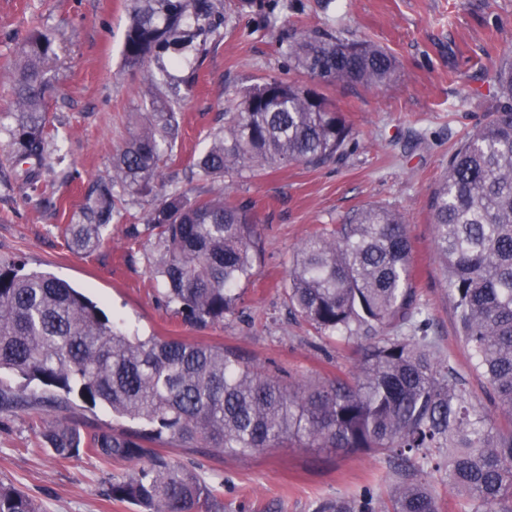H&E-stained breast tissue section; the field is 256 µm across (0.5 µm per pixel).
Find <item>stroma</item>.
<instances>
[{
    "label": "stroma",
    "mask_w": 512,
    "mask_h": 512,
    "mask_svg": "<svg viewBox=\"0 0 512 512\" xmlns=\"http://www.w3.org/2000/svg\"><path fill=\"white\" fill-rule=\"evenodd\" d=\"M214 2L206 55L170 51L131 68L123 58L129 0H0V112L12 109L9 80L22 42L44 27L56 39L49 118L59 131L33 183L0 141V258L23 260L68 282L130 334L221 345L288 384L358 367L355 343L322 339L286 303L283 289L298 247L358 208L384 206L407 225L413 286L430 317L429 336L452 358L477 408L500 421L458 334L428 200L449 155L494 104L492 75L512 50V0H288L275 20L243 10L241 0ZM315 28L384 48L397 60V80L374 90L324 87L353 129L342 154L324 165L292 163L215 185L205 180L195 161L210 132L234 111L241 90L272 76L301 80L285 49L292 30ZM160 66L169 74L164 89L177 96L181 112L164 184L192 191L215 186L230 199L251 200L263 228L243 305L204 329L184 324L151 285L155 249L145 227L154 198L116 201L107 242L93 253L71 249L64 232L82 223L90 191L111 183L113 152L129 135L131 113L144 109L143 75ZM53 421L116 433L132 426L102 406L74 414L36 405L0 409V482L20 487L41 512H138L109 495L112 482L131 474L135 463L116 459L104 466L88 453L61 458L44 437ZM150 450L192 469L224 512H314L321 501L365 488L386 496L394 478L383 456L363 451L281 447L242 457L161 443Z\"/></svg>",
    "instance_id": "obj_1"
}]
</instances>
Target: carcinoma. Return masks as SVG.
Segmentation results:
<instances>
[{"mask_svg": "<svg viewBox=\"0 0 512 512\" xmlns=\"http://www.w3.org/2000/svg\"><path fill=\"white\" fill-rule=\"evenodd\" d=\"M123 56L131 68L186 46L205 51L212 0H132ZM48 30L33 32L12 76L13 109L0 113V136L35 176L48 159ZM287 57L311 84L270 77L246 89L195 166L208 180L246 178L298 162L322 165L343 151L352 126L319 90L338 82L381 89L397 78L395 58L368 40L301 30ZM496 104L448 159L429 198L435 247L453 300L459 335L476 359L508 428L471 402L454 363L428 336L429 317L412 288L407 226L394 212L367 206L300 245L284 295L318 333L354 341L362 357L352 379L336 376L288 386L222 346L176 337L131 336L96 302L46 271L0 259V370L42 394L0 385V407H90L144 424L121 435L57 423L44 437L63 458L90 448L102 463L139 462L146 444L174 441L217 454L248 455L297 444L366 450L384 456L398 482L390 505L367 491L325 501L315 512H442L441 480L464 496L468 512H512V57L495 73ZM153 73L146 78L150 118L132 119L112 158V186L87 198L86 222L69 224L71 247L104 243L114 197L156 196L147 216L158 257L151 275L162 298L188 325H219L238 310L255 275L262 227L250 201L179 189L160 194L159 164L179 128ZM112 498L142 512H193L214 491L185 466L155 457L112 483ZM0 512H40L0 483Z\"/></svg>", "mask_w": 512, "mask_h": 512, "instance_id": "obj_1", "label": "carcinoma"}]
</instances>
